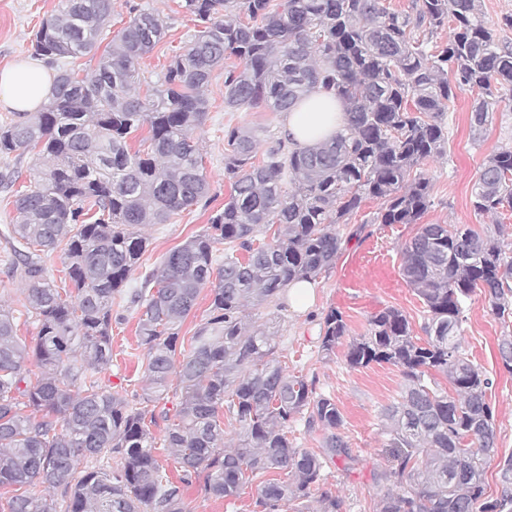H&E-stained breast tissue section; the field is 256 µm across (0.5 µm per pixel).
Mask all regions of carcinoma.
Returning <instances> with one entry per match:
<instances>
[{
	"label": "carcinoma",
	"instance_id": "obj_1",
	"mask_svg": "<svg viewBox=\"0 0 512 512\" xmlns=\"http://www.w3.org/2000/svg\"><path fill=\"white\" fill-rule=\"evenodd\" d=\"M202 24L190 47L173 56L149 97L135 95L140 60L164 38L167 22L136 10L100 55L98 68H58L47 103L0 125V157L34 150V186L17 189L18 171L0 172L12 192L13 224L6 267L28 281L23 307L40 325L27 346L16 317L0 308V487L17 494L8 512H188L184 490L203 480L216 498L256 485L259 512H304L325 465L351 458L336 433V402L315 381L284 373L276 357V322L251 327L244 312L275 302L297 279H315L336 263L345 224L371 198L384 200L382 224H416L430 203L431 183L418 166L445 151L438 123L468 86L481 94L470 126L482 132L498 103L493 88L512 86V48L486 26L480 0H415V14L382 0H182ZM246 20H241V15ZM112 0H65L43 21L33 55L50 64L99 48ZM453 23L448 44L429 46L414 31ZM224 105L262 104L292 112L323 89L340 101L347 122L331 140L286 148L272 140L253 162L255 133L224 134V209L203 234L170 250L129 292L140 307L138 342L146 350L142 393L109 389L99 372L112 361V298L125 291L147 238L141 228L209 193L193 133L205 121V91L224 59ZM455 83H450L448 73ZM147 128L145 151L129 136ZM294 190L281 191L283 177ZM479 214L512 212V150L483 162L472 188ZM225 244L224 261L214 249ZM61 253L73 288L48 279ZM402 274L425 306L413 334L406 315L386 308L345 354L352 368L397 367L400 400L382 411L389 436V484L377 512H512V455L497 464L498 497H486L485 469L496 448L492 381L465 354L459 336L463 305L475 291L500 320L512 317V251L501 224L479 232L424 224L402 248ZM210 291V315L178 345L179 326ZM343 313L324 316L320 348L335 353L347 335ZM512 372V336L498 343ZM33 362L36 378L27 374ZM446 377L453 392L431 378ZM176 377L181 399L163 447L179 465L172 481L158 462L150 406ZM307 413V428L328 431L322 450L298 448L288 425ZM240 426L235 448L222 447L224 417ZM110 455L117 466L98 463ZM82 458L93 463L75 476ZM281 472L284 478L268 474ZM318 512H341L328 490Z\"/></svg>",
	"mask_w": 512,
	"mask_h": 512
}]
</instances>
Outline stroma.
I'll return each instance as SVG.
<instances>
[{"label":"stroma","instance_id":"stroma-1","mask_svg":"<svg viewBox=\"0 0 512 512\" xmlns=\"http://www.w3.org/2000/svg\"><path fill=\"white\" fill-rule=\"evenodd\" d=\"M63 0H0V68L30 59L31 41L41 23L59 11ZM181 0H113L114 9L107 35H115L128 22L132 9L159 12L168 30L162 41L141 61L143 77L139 91L148 93L172 57L184 52L195 33L191 16L180 6ZM502 100L482 138L473 139L470 112L478 97L475 90L461 88L443 112L440 122L448 136L443 155L427 159L421 166L430 179L431 203L421 218L425 224H455L481 229L501 223L512 234V213L499 216L475 213L471 191L480 165L489 154L512 149V90L502 91ZM208 115L196 136L202 147L204 166L210 183V198L174 215L167 224L144 227L148 246L140 259L143 268L158 267L163 256L192 236L204 233L209 219L223 209L230 194L224 179V132L238 126L256 134L260 147L281 138L285 115L267 108L229 110L224 106V72L215 70L208 89ZM382 200H365L348 223L336 231L347 242L335 266L313 282L316 303L307 313L294 311L287 297L278 303L249 310L250 321L275 319V337L280 360L288 374L313 379L318 394L335 400L343 416L339 432L347 442L350 456L328 463L323 470L321 489H328L342 502V512H376L383 485L379 475L387 465L385 446L388 435L381 412L398 399L403 378L398 368L373 364L350 368L345 347L333 356H324L318 343L320 324L330 309L340 310L348 324V336L366 334L372 316L388 307L401 310L413 327L423 321V304L406 285L402 276L401 247L418 230L414 224H382L377 215ZM27 285L10 278L0 263V307L13 311L17 334L27 345H35L39 327L28 319L22 307ZM112 310L124 315L112 327V360L100 372L103 384L139 392L144 384L142 364L145 351L136 337L137 307L116 298ZM512 325L504 326L491 312L482 294L468 301L459 334L469 358L486 371L494 383L488 399L494 409L497 451L512 455V373L500 361L498 343ZM190 512H253L256 492L248 488L240 497L215 498L200 485L185 492Z\"/></svg>","mask_w":512,"mask_h":512}]
</instances>
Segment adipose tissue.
Instances as JSON below:
<instances>
[{
	"label": "adipose tissue",
	"mask_w": 512,
	"mask_h": 512,
	"mask_svg": "<svg viewBox=\"0 0 512 512\" xmlns=\"http://www.w3.org/2000/svg\"><path fill=\"white\" fill-rule=\"evenodd\" d=\"M53 81L41 63L28 60L0 69V105L15 112L42 107ZM345 122L340 103L324 93H313L296 111L288 113L283 133L289 142L304 147L330 139Z\"/></svg>",
	"instance_id": "obj_1"
}]
</instances>
